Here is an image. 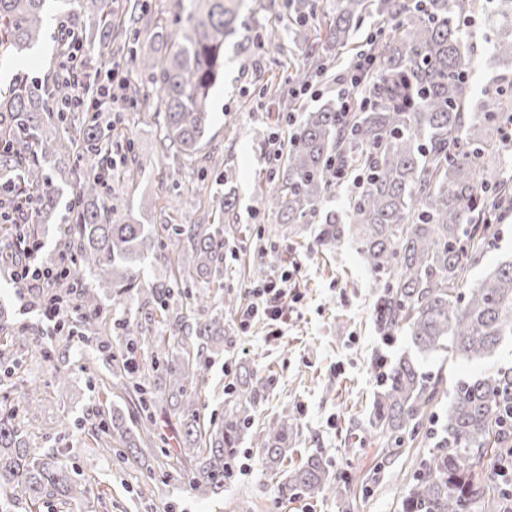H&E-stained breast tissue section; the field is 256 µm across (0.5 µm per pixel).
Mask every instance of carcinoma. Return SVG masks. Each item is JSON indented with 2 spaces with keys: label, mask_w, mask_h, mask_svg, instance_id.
<instances>
[{
  "label": "carcinoma",
  "mask_w": 512,
  "mask_h": 512,
  "mask_svg": "<svg viewBox=\"0 0 512 512\" xmlns=\"http://www.w3.org/2000/svg\"><path fill=\"white\" fill-rule=\"evenodd\" d=\"M100 0H0V59L22 57L42 44L50 11L84 17L88 37L99 32ZM243 0H172L171 14L188 12L190 28L164 56L152 46L135 53L139 69L157 76L165 113L163 140L184 154L205 141L210 91L224 76V45L242 29ZM303 28L311 0H288ZM476 0H336L324 42L356 45L349 68L373 60L365 73L367 99L339 111L328 100L299 109L282 91V110L301 112L293 125L287 164L278 187L260 195L261 209L295 232L314 224V243L337 247L355 241L377 290L375 321L380 336L405 335L421 353H443L458 362L481 361L512 338V260L498 264L477 283L474 267L497 234L498 217L512 204V183L500 180L512 154V77L495 90L477 93L471 81L469 30ZM369 16L389 29L355 33ZM485 38L498 58L512 61V0H495L483 17ZM327 60L310 56L298 80L309 84L327 72ZM71 87L57 80L16 76L0 92V180L16 197L32 196L37 223L57 219L63 187L76 195L65 219L68 241L79 247L68 280L96 287L80 297L85 319L103 313L99 291L140 286L142 261L158 237L140 212L113 192L112 153L119 147L98 116L68 125L49 102L68 101ZM349 185L347 210L325 207L336 188ZM180 271L201 288L193 296V321L168 323L171 288L151 290L159 323L176 328L177 343L140 321L122 323L127 351L140 354L147 374L139 385L146 407L164 404L182 418L183 444L176 463L191 490L207 497L224 492L238 466V445L250 436L275 464L288 457L290 424L283 416L260 428L253 412L266 381L241 364L236 396L224 405V421L200 420L201 358L224 346V314L213 307L210 288L224 287V235L211 224L174 228ZM369 431L390 456L405 445L428 449L411 475L400 512H512V364L492 363L459 379L448 394L442 375L421 369L404 355L385 365L379 378ZM112 432L122 461L142 454L139 437L112 411ZM90 493L51 449L33 453L13 423L0 415V512L21 502L46 500L66 506ZM347 481L318 455L292 469L279 497L346 503Z\"/></svg>",
  "instance_id": "cac0c4a2"
}]
</instances>
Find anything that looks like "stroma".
Segmentation results:
<instances>
[{
  "mask_svg": "<svg viewBox=\"0 0 512 512\" xmlns=\"http://www.w3.org/2000/svg\"><path fill=\"white\" fill-rule=\"evenodd\" d=\"M150 24L127 26L126 42L153 45L158 55L172 52L189 25L167 12L168 0H140ZM306 38L296 35L297 24L285 0H244L247 28L240 41L224 48V79L211 91L212 115L208 137L193 155L172 154L162 148L163 118L156 115L154 86L136 70L131 54H124V71L114 83H138L136 103L125 105L114 123L113 136L143 161L141 171L125 166L115 170L114 185L131 206L153 202L146 223L158 234V247L144 261L145 286L164 281L172 287L175 305H188L196 285L184 281L177 263L173 228L178 224H212L225 196L235 200L234 216L224 226V290L234 294L236 308L224 313V348L207 354L205 420L223 421L229 387L240 364H247L268 382L258 398L254 420L287 417L291 451L276 467L250 441L240 446V473L223 495L201 497L185 485L179 471L160 466L156 452L141 465L123 463L114 453H100L99 439L120 409L131 427H139L143 413L135 391L137 379L123 369L126 319L147 320L159 312L149 294L131 291L101 296L100 323L84 328L77 342L56 340L20 344L15 335L43 328L37 309L20 298L16 286L0 278V370L12 376L0 380V409L11 412L33 451L56 449L61 460L91 492L85 499L60 506L42 505L41 512H337L331 498L279 502L277 487L290 470L309 454H320L332 470L348 482L351 512H399L409 477L424 456L421 448H402L382 455L369 431L371 404L378 390L375 362L414 354L407 337L385 343L375 323L376 292L361 264L356 246L344 240L338 248H318L312 234L292 238L274 233V216L260 213V194L277 185L272 147L258 129L276 132L287 141L291 128L273 91L291 86L309 53L327 55L323 31L334 15L332 0H312ZM45 42L17 60L0 63V83L15 73L55 77L64 47L60 21L52 19ZM275 39L280 53L250 51L249 43ZM471 58L477 86L506 76V64L496 61L483 37L482 22L473 25ZM223 159L220 167L208 158ZM235 174L224 183L223 168ZM265 259H258V252ZM301 268L290 281L299 302L288 305V323L280 339L267 338L268 326L255 322L248 334L237 327L239 310L250 300L249 288L290 261ZM67 375L57 385L54 370Z\"/></svg>",
  "mask_w": 512,
  "mask_h": 512,
  "instance_id": "1",
  "label": "stroma"
}]
</instances>
